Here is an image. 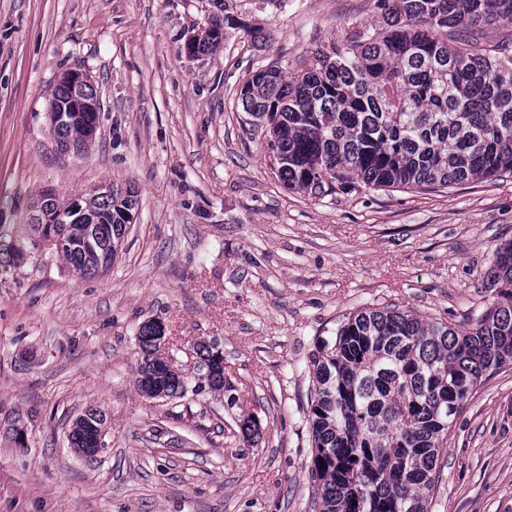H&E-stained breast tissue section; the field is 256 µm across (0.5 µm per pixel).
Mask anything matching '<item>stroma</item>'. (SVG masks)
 Instances as JSON below:
<instances>
[{
	"label": "stroma",
	"instance_id": "stroma-1",
	"mask_svg": "<svg viewBox=\"0 0 512 512\" xmlns=\"http://www.w3.org/2000/svg\"><path fill=\"white\" fill-rule=\"evenodd\" d=\"M229 13L216 51L182 37ZM380 0H0V512H315L310 359L355 310L392 305L462 328L496 298L512 240V175L448 188L286 189L238 91L299 71ZM87 75L100 100L81 154H61L49 92ZM131 190L134 222L104 275L33 249L40 194ZM162 321L180 367L218 339L231 391L143 397L136 334ZM105 417L94 459L67 441ZM254 416L244 440L235 422ZM27 437L25 447L15 432ZM430 512H512V368L487 379L448 436ZM85 418H78L75 421L76 427H73L70 433L69 442L76 454L84 458H95L104 449V428L99 435H95L92 441V448H89L87 440L93 433L100 432V425L104 424V416L96 408H88L84 411Z\"/></svg>",
	"mask_w": 512,
	"mask_h": 512
}]
</instances>
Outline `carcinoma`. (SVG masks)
<instances>
[{"instance_id":"carcinoma-1","label":"carcinoma","mask_w":512,"mask_h":512,"mask_svg":"<svg viewBox=\"0 0 512 512\" xmlns=\"http://www.w3.org/2000/svg\"><path fill=\"white\" fill-rule=\"evenodd\" d=\"M385 27L354 25L344 40L312 52L304 68L253 72L243 111L265 125L285 187L331 196L359 181L373 189L448 187L512 174V38L485 29L512 23V0H383ZM232 18L213 20L180 51L207 55ZM66 73L50 90L53 139L80 151L96 131L100 103ZM49 223L34 225L81 277L105 272L122 244L131 191L88 195L84 213L42 194ZM494 305L457 329L396 307H363L311 360L309 466L318 512H430L443 448L477 387L512 366V241L496 248ZM154 326H140L137 385L150 399L183 398L194 379L148 382L159 365ZM104 416L75 421L69 442L88 447Z\"/></svg>"}]
</instances>
